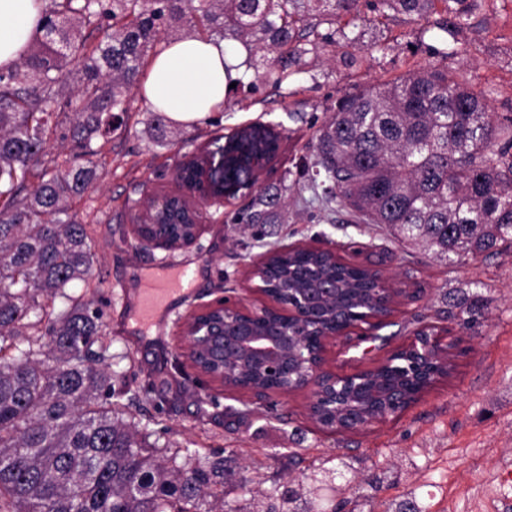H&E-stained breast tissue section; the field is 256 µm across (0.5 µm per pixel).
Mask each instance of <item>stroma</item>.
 I'll use <instances>...</instances> for the list:
<instances>
[{
  "instance_id": "stroma-1",
  "label": "stroma",
  "mask_w": 512,
  "mask_h": 512,
  "mask_svg": "<svg viewBox=\"0 0 512 512\" xmlns=\"http://www.w3.org/2000/svg\"><path fill=\"white\" fill-rule=\"evenodd\" d=\"M339 25L346 34H360L352 44L345 37L310 61L307 72L282 84H262L258 91L232 88L220 111L191 126L181 137L193 139L191 156H199L212 138L254 122L277 125L283 135L280 154L261 185L288 188V221L266 225L264 241L254 240L226 224L222 207L211 206L196 245L168 251L136 248L131 231L134 206L152 195L176 192L171 175L177 149L157 145L143 121L147 103L140 89L126 99L130 130L104 143L100 178L95 190L75 204L87 224L95 254V274L74 282V295L94 300L104 312L112 341V367L132 388L163 382L152 394L150 411L166 426L163 441L184 448L229 449L252 467L273 472V454L297 450L307 470L292 475L305 499L346 502L349 512H512V480L501 479L512 464V253L464 264L437 259L418 247H395L384 268L390 287L398 291L381 335L387 345L361 356L345 338L328 343L326 369L339 375L373 369L399 346L409 343L417 319L437 323L448 299L471 301L479 317L462 350L452 357L448 376L438 379L395 420L376 422L355 431H321L309 417L310 390L277 396L284 421L255 409L248 393L217 386L201 387L183 357V323L194 310L221 297L223 289L236 299L260 306L264 298L251 276L263 243L325 246L355 243L347 261L371 260L384 237L383 229L357 227L344 211L328 213L312 202L300 174V162L317 128L338 99L408 71L429 65L430 39L422 25L393 13L370 11L359 4ZM377 42L384 50L368 56L364 47ZM456 54L449 71L474 91L484 92L494 112L512 113V0H481L475 15L450 37ZM351 55L354 66L343 58ZM165 264L196 266L198 277L175 314L162 326L161 347L127 333L129 309L119 293L132 290V276ZM253 407L248 418L237 415Z\"/></svg>"
}]
</instances>
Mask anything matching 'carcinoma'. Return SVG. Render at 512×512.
<instances>
[{
  "instance_id": "obj_1",
  "label": "carcinoma",
  "mask_w": 512,
  "mask_h": 512,
  "mask_svg": "<svg viewBox=\"0 0 512 512\" xmlns=\"http://www.w3.org/2000/svg\"><path fill=\"white\" fill-rule=\"evenodd\" d=\"M42 31L19 61L0 68V512H244L226 499L234 481L263 492L265 512H342L323 500L300 503L296 489L276 476L249 473L231 456L159 443L157 424L142 425L133 410L150 391L133 390L112 370L103 311L69 293L90 277L94 254L87 225L70 212L98 180L92 157L126 126L125 98L145 76L151 51L174 24L198 38L234 39L246 50L244 74L256 91L300 73L308 55L335 42L336 24L359 0H43ZM478 0H371L374 11L412 21L433 14L428 46L438 64L412 70L336 102L302 166L312 200L337 205L349 221L381 224L391 242L428 248L465 264L512 249V116L491 111L486 95L459 82L443 61L448 34L469 20ZM81 73L73 92L63 69ZM148 128L168 138L167 117L151 114ZM281 132L247 126L224 147L228 179L244 187L249 163L237 153L277 142ZM58 140L80 153L46 165ZM288 187L255 191L228 221L244 227L273 224L288 204ZM185 213L171 214L150 233L171 240L192 236ZM262 274L279 301L309 302L313 318L288 326L315 361L324 331L374 311L385 299L379 266L393 256L358 265L337 253L267 249ZM448 320L461 330L477 323L474 310L448 303ZM210 370L222 366L219 348L197 352ZM229 368L228 383L274 392L303 377ZM449 368L404 350L366 378L383 379L408 396L420 395ZM361 378L312 406L323 431L357 429L404 412L385 400L357 398Z\"/></svg>"
}]
</instances>
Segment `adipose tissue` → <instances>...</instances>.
Returning <instances> with one entry per match:
<instances>
[{
    "label": "adipose tissue",
    "mask_w": 512,
    "mask_h": 512,
    "mask_svg": "<svg viewBox=\"0 0 512 512\" xmlns=\"http://www.w3.org/2000/svg\"><path fill=\"white\" fill-rule=\"evenodd\" d=\"M36 0H0V67L12 66L39 34ZM237 55L221 39L188 37L164 44L143 84L148 105L193 125L219 110L230 81L242 77Z\"/></svg>",
    "instance_id": "adipose-tissue-1"
}]
</instances>
